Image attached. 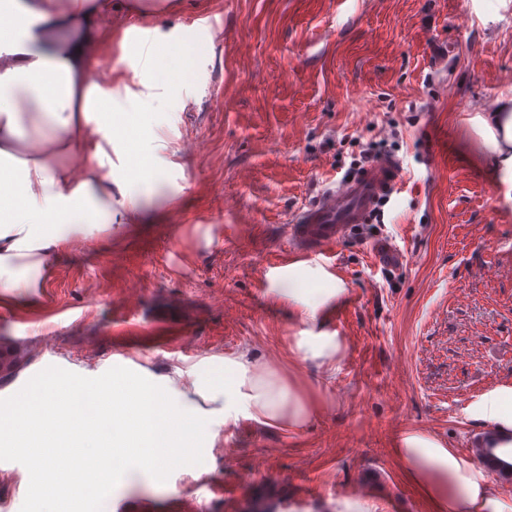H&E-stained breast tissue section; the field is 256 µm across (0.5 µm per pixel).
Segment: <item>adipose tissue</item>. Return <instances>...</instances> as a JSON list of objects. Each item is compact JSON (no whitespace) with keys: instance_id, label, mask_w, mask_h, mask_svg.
Instances as JSON below:
<instances>
[{"instance_id":"ef3b65f1","label":"adipose tissue","mask_w":512,"mask_h":512,"mask_svg":"<svg viewBox=\"0 0 512 512\" xmlns=\"http://www.w3.org/2000/svg\"><path fill=\"white\" fill-rule=\"evenodd\" d=\"M111 0H16L0 14V31L23 35L0 47V276L32 286L49 257L70 246L78 228L110 230L115 224L148 220L145 200L163 183L166 168L152 149L158 140L147 96L159 69L138 72L144 90L123 79L138 33L132 25L112 30L97 24ZM118 47L113 76L96 78L92 66ZM468 134L480 159L512 193V99L475 113ZM288 295L305 327L290 347L301 362L337 369L345 351L340 336L328 335L318 313L346 288L326 272L295 263L288 268ZM75 388L46 380L36 396L21 395L15 414L54 426L70 412ZM221 402L225 422L245 416L267 427L301 430L324 403L290 374L273 370L247 349L224 358V397L207 388H180L174 377L124 370L112 390L91 388L87 403L99 420L116 415L119 432L130 434L121 466L162 472L167 458L203 445L217 432L205 410ZM396 455L406 480L429 512H505L485 470L431 435L403 434Z\"/></svg>"}]
</instances>
